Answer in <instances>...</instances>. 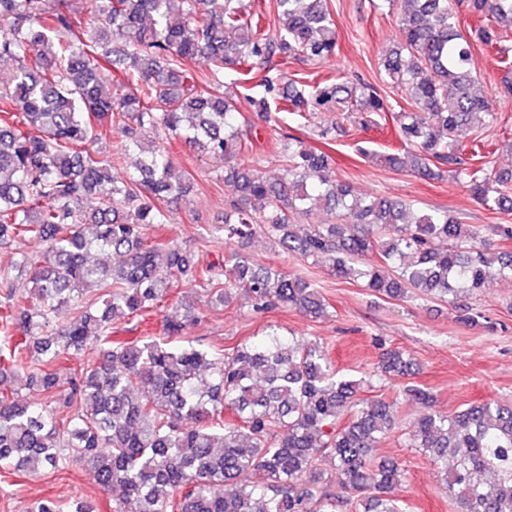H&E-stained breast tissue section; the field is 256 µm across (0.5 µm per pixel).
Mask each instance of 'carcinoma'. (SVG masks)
<instances>
[{"label":"carcinoma","instance_id":"carcinoma-1","mask_svg":"<svg viewBox=\"0 0 512 512\" xmlns=\"http://www.w3.org/2000/svg\"><path fill=\"white\" fill-rule=\"evenodd\" d=\"M400 11L397 47L382 60L402 94L392 111L367 84L331 77L299 88L266 71L249 97L261 114L305 118L334 112L359 127L392 119L414 150L410 161L379 155L422 175L447 172L473 199L512 212V173L458 138L465 125L497 119L494 100L476 88L472 47L505 54L512 0H384ZM475 24L463 31L456 9ZM275 33L249 0H0V246L16 259L0 286L27 275L33 289L0 304V375L26 373L46 401L21 402L0 391V471L90 470L112 512H406L392 491L399 463L376 454L396 428L392 399H360V384L336 376L323 347L270 333L218 353L194 344L189 308L163 321L159 335L112 337L114 325L144 321L185 277L224 300L231 289L253 311L282 306L312 318L327 302L315 283L233 252L196 262L172 239L149 237L171 223L168 204L191 190L166 146L144 147L137 131L156 127L201 152L234 159L252 146V129L224 92V76L244 86L257 61L276 57L326 64L336 58V21L327 0H275ZM207 67L206 85L195 67ZM126 140L115 155L138 151L132 172L112 171V156L88 145L112 125ZM236 186L224 242L265 235L285 254L313 259L338 279H362L391 299L452 303L488 286L492 267L512 272L480 232L446 210L422 212L402 200L351 196L332 157L297 140L285 174L224 167ZM322 203L334 224L299 235L295 216ZM43 246L40 259L20 244ZM117 255L112 265L92 254ZM164 256L165 265L157 263ZM65 310L73 311L66 319ZM94 363H75L89 343ZM380 375L415 374L417 363L383 348ZM407 392L428 411L409 433L435 465L451 466L444 484L457 512H512V403L471 405L451 415L431 409L429 392ZM343 492L331 491L330 475ZM32 512H95L56 497Z\"/></svg>","mask_w":512,"mask_h":512}]
</instances>
